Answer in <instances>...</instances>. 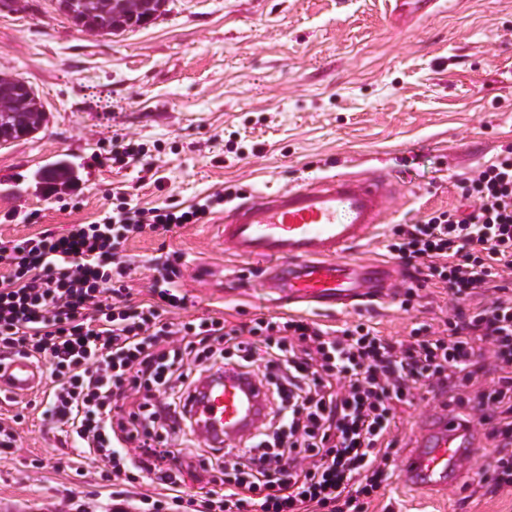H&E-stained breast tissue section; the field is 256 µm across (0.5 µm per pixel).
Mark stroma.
<instances>
[{
	"mask_svg": "<svg viewBox=\"0 0 512 512\" xmlns=\"http://www.w3.org/2000/svg\"><path fill=\"white\" fill-rule=\"evenodd\" d=\"M152 23L112 36L78 31L55 0L0 12V72L26 81L47 124L0 147V240L100 220L115 199L132 206L194 204L220 188L237 197L337 172L388 171L401 186L379 234L350 258L390 261L394 225L467 208L465 178L512 146V0H461L412 27L389 0H169ZM142 144L139 165L115 160V139ZM73 164L72 184L48 188L43 170ZM204 223L166 238L128 241L133 298L144 299L155 258L181 254L189 317L300 315L337 327L369 319L381 335L438 324L455 302L421 290L414 309L393 299L333 311L290 304L269 288L266 259L242 260ZM42 389L0 402L22 419L0 447V512H108L100 460L68 464L63 435L42 414ZM442 399L419 392L396 404L407 450ZM43 457L45 469L32 465ZM494 451L481 446L458 483L437 495L392 477L368 512H512V489L493 487Z\"/></svg>",
	"mask_w": 512,
	"mask_h": 512,
	"instance_id": "1",
	"label": "stroma"
}]
</instances>
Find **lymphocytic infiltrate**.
<instances>
[{"mask_svg":"<svg viewBox=\"0 0 512 512\" xmlns=\"http://www.w3.org/2000/svg\"><path fill=\"white\" fill-rule=\"evenodd\" d=\"M463 195L470 212L438 210L395 225L387 244L402 269L403 310L439 284L463 299L494 291L490 304L454 310L443 330L421 323L393 340L363 319L335 329L301 316L232 327L213 316L169 320L188 308L181 255L166 256L148 299L135 302L131 267L117 250L201 223L212 203L119 205L99 224L0 241V359L44 364L45 416L79 458L110 464L114 479L171 491L166 502L141 495L153 512H241L248 494L260 512H366L393 476V404L412 403L420 388L456 405L475 400L496 450L495 483L512 487V151L478 169ZM480 340L494 359L482 389ZM188 357L209 375L230 369L266 389L268 422L214 459L188 445L190 402L202 383L185 371ZM130 391L138 395L131 410L113 413V398ZM211 465L235 479L184 498V468Z\"/></svg>","mask_w":512,"mask_h":512,"instance_id":"lymphocytic-infiltrate-1","label":"lymphocytic infiltrate"}]
</instances>
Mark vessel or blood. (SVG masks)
Here are the masks:
<instances>
[{
    "instance_id": "obj_1",
    "label": "vessel or blood",
    "mask_w": 512,
    "mask_h": 512,
    "mask_svg": "<svg viewBox=\"0 0 512 512\" xmlns=\"http://www.w3.org/2000/svg\"><path fill=\"white\" fill-rule=\"evenodd\" d=\"M396 21L434 14L442 0H393ZM397 185L384 174H336L271 193H255L225 212L220 224L224 246L241 257L278 261L274 287L289 300L350 306L384 298L390 267L347 259V251L369 239L381 222ZM41 372L24 358L0 362V391L23 395L38 387ZM266 411L265 393L256 381L228 371L223 384L193 402L197 422L209 428L213 443L247 438ZM471 428L447 411L436 412L414 438L403 464V481L416 488H445L477 454Z\"/></svg>"
}]
</instances>
